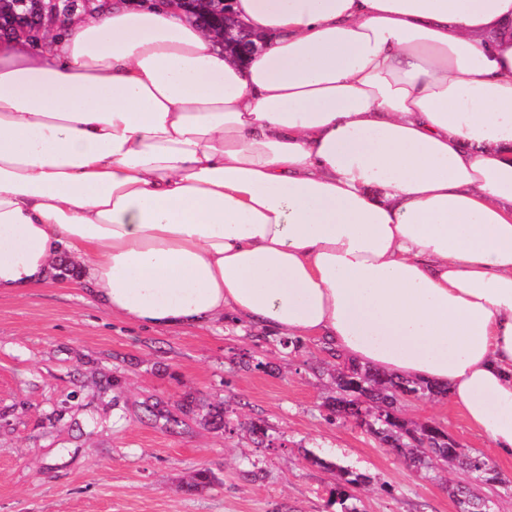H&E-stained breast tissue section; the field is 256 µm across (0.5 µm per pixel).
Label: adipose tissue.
<instances>
[{
  "label": "adipose tissue",
  "instance_id": "1",
  "mask_svg": "<svg viewBox=\"0 0 512 512\" xmlns=\"http://www.w3.org/2000/svg\"><path fill=\"white\" fill-rule=\"evenodd\" d=\"M114 0L0 35V291L230 312L445 389L512 460V0ZM219 2L224 6V9L222 8L219 16L211 14V17L216 21V24L220 25H222V19L224 18V44L231 42L237 45L242 55H251L257 52L260 47L255 42L254 36L244 28L242 23L239 24L230 17L227 8L229 0Z\"/></svg>",
  "mask_w": 512,
  "mask_h": 512
}]
</instances>
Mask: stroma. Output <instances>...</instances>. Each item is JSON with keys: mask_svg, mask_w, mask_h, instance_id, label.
<instances>
[{"mask_svg": "<svg viewBox=\"0 0 512 512\" xmlns=\"http://www.w3.org/2000/svg\"><path fill=\"white\" fill-rule=\"evenodd\" d=\"M79 274L73 262L0 293V512H340L338 464L371 479L354 491L359 512H459L456 463L421 479L366 429L330 418L336 361L321 342L286 347L229 314L144 327L73 287ZM188 397L203 410L181 413ZM155 404L179 427L148 419ZM212 406L226 427L210 423ZM401 415L439 423L463 452L491 446L443 397L405 401Z\"/></svg>", "mask_w": 512, "mask_h": 512, "instance_id": "35a3bbf8", "label": "stroma"}]
</instances>
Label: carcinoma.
<instances>
[{"label":"carcinoma","mask_w":512,"mask_h":512,"mask_svg":"<svg viewBox=\"0 0 512 512\" xmlns=\"http://www.w3.org/2000/svg\"><path fill=\"white\" fill-rule=\"evenodd\" d=\"M336 397L329 403L332 414L340 415L344 405L351 398H366L365 415L367 431L381 437L391 450L425 478L437 477V463L457 460L464 466L465 477L478 479L483 476L481 467L488 466L482 455L466 454L461 449L448 445V434L439 425L426 422L408 426L398 413L402 395L411 393L419 399L429 395L437 396L444 390L412 380L392 377L370 368L348 363L336 369ZM336 469V502L342 512H358L346 502L353 498L351 491L370 481V478L356 470L342 465Z\"/></svg>","instance_id":"cac0c4a2"}]
</instances>
